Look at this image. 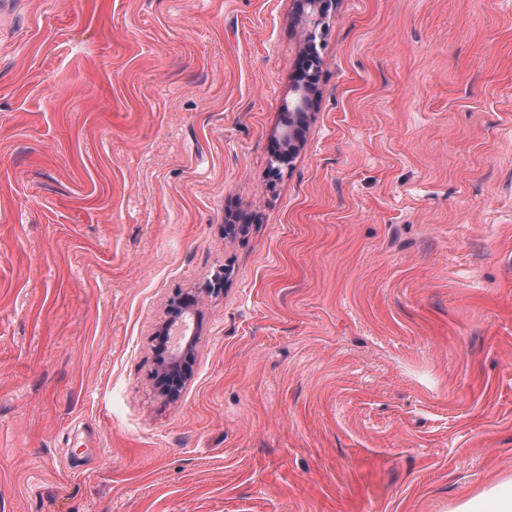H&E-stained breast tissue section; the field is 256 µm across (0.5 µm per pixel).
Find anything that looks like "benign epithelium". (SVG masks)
<instances>
[{
  "label": "benign epithelium",
  "instance_id": "obj_1",
  "mask_svg": "<svg viewBox=\"0 0 512 512\" xmlns=\"http://www.w3.org/2000/svg\"><path fill=\"white\" fill-rule=\"evenodd\" d=\"M296 3L298 14L306 26L304 53L305 65L309 71L292 86V97L284 105L283 120L276 137L278 148L273 155L274 176L282 168L291 165L301 148L303 133L314 116L321 95L318 83L321 58L316 48V29L329 9L336 4V0H296ZM197 303L198 296L195 294L172 299L165 320L154 332V376L160 384L161 393L171 399L178 395L192 376L198 333L192 332L188 341L174 351L166 348L165 340L174 322H179L188 315H195Z\"/></svg>",
  "mask_w": 512,
  "mask_h": 512
}]
</instances>
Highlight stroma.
<instances>
[{
  "label": "stroma",
  "mask_w": 512,
  "mask_h": 512,
  "mask_svg": "<svg viewBox=\"0 0 512 512\" xmlns=\"http://www.w3.org/2000/svg\"><path fill=\"white\" fill-rule=\"evenodd\" d=\"M0 0V512H448L512 477V0ZM204 296L193 377L153 380ZM336 1L296 0L298 14L306 26L304 47L306 74L292 86V97L284 105L286 112H283V120L276 137L278 148L273 155V162L276 164L272 168L273 176H276L283 167L291 165L301 148L303 133L315 114L321 95L318 83L321 58L316 48V29ZM308 68L309 71H307ZM197 303L196 294L177 296L172 299L165 320L154 332L156 342L154 376L160 384L161 393L167 398H175L192 376L198 333L193 330L188 341L174 351L166 348L165 340L174 322H179L188 315H195Z\"/></svg>",
  "instance_id": "35a3bbf8"
}]
</instances>
